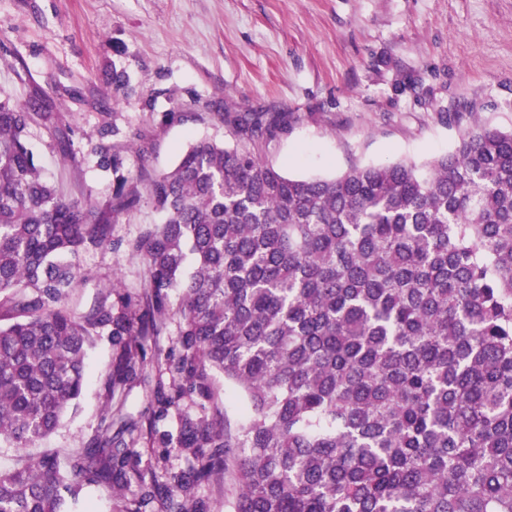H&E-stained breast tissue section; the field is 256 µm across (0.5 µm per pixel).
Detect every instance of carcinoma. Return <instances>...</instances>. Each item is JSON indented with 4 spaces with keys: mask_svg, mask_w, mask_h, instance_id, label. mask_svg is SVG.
<instances>
[{
    "mask_svg": "<svg viewBox=\"0 0 512 512\" xmlns=\"http://www.w3.org/2000/svg\"><path fill=\"white\" fill-rule=\"evenodd\" d=\"M174 168L121 175L103 206L62 199L27 142L32 113L0 99V443L27 448L77 406L98 330L114 397L182 290L171 375L153 418L193 401L177 436L195 479L234 468V512H512V131L474 124L431 161L296 179L255 145L283 116L221 112ZM146 192L163 214L126 243L147 285L78 316L75 259L111 242ZM237 392L235 432L216 378ZM106 427L67 461L0 472V512H71L82 481H122L138 440ZM208 448H233L226 457ZM190 480L165 484L190 512Z\"/></svg>",
    "mask_w": 512,
    "mask_h": 512,
    "instance_id": "obj_1",
    "label": "carcinoma"
}]
</instances>
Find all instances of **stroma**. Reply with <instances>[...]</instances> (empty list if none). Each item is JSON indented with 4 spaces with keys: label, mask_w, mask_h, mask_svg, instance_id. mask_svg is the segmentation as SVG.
<instances>
[{
    "label": "stroma",
    "mask_w": 512,
    "mask_h": 512,
    "mask_svg": "<svg viewBox=\"0 0 512 512\" xmlns=\"http://www.w3.org/2000/svg\"><path fill=\"white\" fill-rule=\"evenodd\" d=\"M125 74L121 89L113 72ZM0 90L11 103L42 102L28 143L70 200L106 203L124 172L169 169L195 138L225 140L224 108L286 114L288 125L256 151L290 176L334 177L354 166L426 161L453 150L473 122L512 130V0H0ZM160 216L149 198L112 224L111 244L81 251L84 278L68 306L87 312L113 281L144 289L124 246ZM180 292L148 342L144 370L114 400L110 336L95 337L77 413L19 450L0 444V469L21 457H66L97 433L113 406L146 434L158 386L156 358L175 345ZM180 416L158 422L177 432ZM136 468L159 484L144 512H166L169 475L190 473L192 451L139 447ZM233 470L191 484L193 512H233ZM138 483L85 485L72 512H123Z\"/></svg>",
    "instance_id": "1"
}]
</instances>
